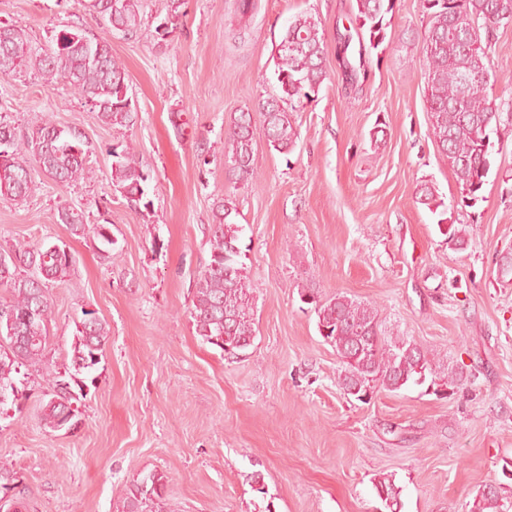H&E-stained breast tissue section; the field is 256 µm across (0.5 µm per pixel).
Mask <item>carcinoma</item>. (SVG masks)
Returning <instances> with one entry per match:
<instances>
[{
  "mask_svg": "<svg viewBox=\"0 0 512 512\" xmlns=\"http://www.w3.org/2000/svg\"><path fill=\"white\" fill-rule=\"evenodd\" d=\"M89 11L102 25L103 33L88 35L81 28L63 29L50 37L41 52L27 43L23 30L4 27L8 49L0 47V74L8 75L22 66L37 71L44 82H66L97 112L98 119L113 128H131L137 111L127 96L126 70L112 56L108 35L116 32L133 37L144 24L142 0H88ZM395 0H355L345 36L348 44L337 51L346 82L359 80L361 66L352 61V34L358 36V59L377 51L386 39ZM429 27L421 52L427 71V102L433 138L448 157L464 200L475 202L491 167L493 136L499 131L503 114L512 116V97L489 95L487 85L473 78L477 69H489L488 54L497 29L512 23V0H423ZM177 9H172L155 26L163 45L173 33ZM462 12L472 24L448 25V13ZM291 40L296 47L277 51L274 76L279 93L258 106L269 147L288 155L295 147L296 132L291 110L313 99L330 74L325 66L324 37L312 16L301 13L290 21L280 41ZM254 115L241 112L233 117L226 139L230 145L231 172L236 180L249 183L256 178L254 165ZM11 154V162H0V200H23L35 188L34 173L40 171L55 182L69 186L93 176L86 158L82 134L44 116L30 131L20 134L0 116V141ZM112 185L136 209H149L151 170L133 143L112 144ZM417 202L437 212L435 187L424 180L416 187ZM210 261L200 274L192 298L191 317L195 333L224 354L239 356L253 345L256 336L254 297L246 259L249 245L243 242L245 227L236 222L237 208L230 198L213 204ZM59 221L71 234H93L102 255L112 258L115 240L107 224L89 226L83 216L68 208L59 211ZM442 234L457 251L467 249L466 229L443 224ZM74 263L72 253L49 246L38 248L17 242L0 251V289L9 298L0 299V408L19 406L23 391L15 375L21 368L42 364L49 337L52 310L48 285L63 282ZM317 315V328L340 360L338 384L348 396L362 400V394L379 390L396 392L406 387L427 386L433 394H448L466 380L463 372L429 357L428 352L403 336H385L379 329L375 306L346 295L322 298L304 292ZM72 365L76 373L90 378L99 364L100 351L108 336L106 324L92 310L82 311L74 321ZM49 399L42 403L44 426L69 430L75 425L79 397L84 387L71 390L65 380H53ZM18 487L16 472L0 465V492ZM378 498L389 512H400L396 484L383 478L375 484ZM165 476L149 472L124 490L121 512H163ZM469 512H512V494L503 487L485 484L478 489Z\"/></svg>",
  "mask_w": 512,
  "mask_h": 512,
  "instance_id": "obj_1",
  "label": "carcinoma"
}]
</instances>
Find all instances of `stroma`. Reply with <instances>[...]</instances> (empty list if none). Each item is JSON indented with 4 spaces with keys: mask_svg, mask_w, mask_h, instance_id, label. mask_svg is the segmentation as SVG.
<instances>
[{
    "mask_svg": "<svg viewBox=\"0 0 512 512\" xmlns=\"http://www.w3.org/2000/svg\"><path fill=\"white\" fill-rule=\"evenodd\" d=\"M353 3L260 0L239 39L236 0H181L161 47L154 27L170 0H145L139 34L111 38L138 111L121 135L152 169L143 211L112 185L106 149L121 135L84 99L32 71L0 75V113L22 132L52 113L81 132L95 170L67 187L39 173L31 197L0 200V249L62 242L77 259L49 288L51 370L70 380L82 311L109 329L74 430L43 425L40 372L16 377L27 400L0 416V461L17 473L25 512H118L126 486L151 471L166 478L165 512H385L374 488L384 477L401 490V512H469L484 484L512 489V279L497 265L512 252V120L478 201L464 205L432 136L422 0H396L379 61L351 89L336 72V33ZM85 4L0 0V26L24 29L40 49L70 26L97 32ZM302 11L320 23L331 76L294 114L295 151L270 149L255 127L259 179L233 183L225 131L272 93L279 35ZM424 179L442 216L466 228V250L450 249L442 216L416 201ZM224 196L245 226L255 292L256 337L238 359L203 343L190 318ZM63 207L110 225L111 258L60 223ZM310 288L372 303L385 335L414 339L467 381L444 399L420 386L348 398L300 298Z\"/></svg>",
    "mask_w": 512,
    "mask_h": 512,
    "instance_id": "obj_1",
    "label": "stroma"
}]
</instances>
